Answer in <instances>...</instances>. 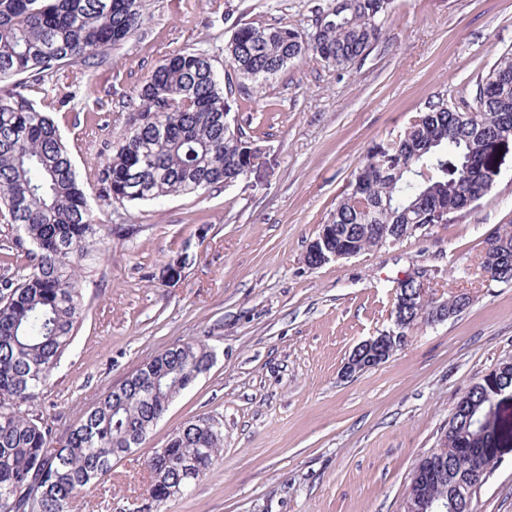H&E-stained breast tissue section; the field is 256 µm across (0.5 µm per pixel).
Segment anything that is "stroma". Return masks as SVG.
Instances as JSON below:
<instances>
[{
    "label": "stroma",
    "instance_id": "1",
    "mask_svg": "<svg viewBox=\"0 0 512 512\" xmlns=\"http://www.w3.org/2000/svg\"><path fill=\"white\" fill-rule=\"evenodd\" d=\"M328 0H147L149 22L84 78L68 66L46 80L40 107L72 150L88 204L120 225L81 270L83 315L30 415L64 435L141 363L176 343L208 339L211 368L170 404L146 445L185 422L217 417V464L183 496L145 493L141 452L115 461L104 488L70 512H400L417 461L436 447L459 398L512 358V284L482 279L486 238L512 222V143L493 157V188L451 222L314 268L305 255L352 172L387 146L426 100L471 99L512 50V0H390L381 34L339 70L294 63L231 120L260 155L247 177L202 195L118 204L94 192L136 92L169 54L206 51L217 73L235 23L312 29ZM180 278L163 271L183 250ZM419 268L440 293L474 302L419 323L393 355L343 374L355 346L394 327L401 279ZM499 464L473 512H512V392L485 408Z\"/></svg>",
    "mask_w": 512,
    "mask_h": 512
}]
</instances>
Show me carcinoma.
Listing matches in <instances>:
<instances>
[{"instance_id": "1", "label": "carcinoma", "mask_w": 512, "mask_h": 512, "mask_svg": "<svg viewBox=\"0 0 512 512\" xmlns=\"http://www.w3.org/2000/svg\"><path fill=\"white\" fill-rule=\"evenodd\" d=\"M387 5L333 0L307 34L238 23L225 45L229 70L222 80L203 51L169 55L138 91L125 137L99 169L98 196L143 202L237 182L259 149L249 133L224 120L231 103L309 54L337 69L350 66L376 38ZM146 21V0H0V220L16 226L13 245L27 259L0 272V512H27L36 486L43 489L37 512H69L72 499L105 482L112 462L143 448L170 403L215 359L204 340L159 352L59 439L51 421L24 409L39 398L82 315V263L112 236V227L90 212L70 150L36 94L64 66L96 68ZM422 112L396 142L403 167L381 171L368 156L354 171L350 192L327 220L346 235L336 247H378L377 224L390 232L386 242H398L427 229L432 210L457 213L470 207L473 191H491V156L502 136L512 138V52L502 53L478 83L473 104L460 107L441 95ZM480 267L494 270L493 281L512 282V224L485 241ZM487 390V382H477L460 402L477 416ZM470 431L455 415L448 421L439 438L446 470L424 486L429 498L461 493L478 460L494 452H460ZM223 447L220 421L187 422L166 447L144 452L147 495L162 503L184 494Z\"/></svg>"}]
</instances>
